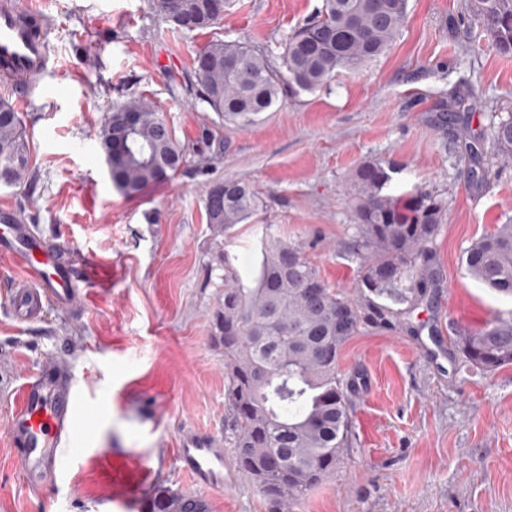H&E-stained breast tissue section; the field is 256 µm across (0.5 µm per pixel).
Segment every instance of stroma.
<instances>
[{"instance_id":"1","label":"stroma","mask_w":512,"mask_h":512,"mask_svg":"<svg viewBox=\"0 0 512 512\" xmlns=\"http://www.w3.org/2000/svg\"><path fill=\"white\" fill-rule=\"evenodd\" d=\"M53 19L56 73L20 117L30 140L27 184L0 188L46 239L90 257L76 309L18 318L10 292L25 279L0 260V512H143L138 484L184 492L176 462L183 424L224 433L230 418L224 353L210 336L224 291L213 270L205 198L211 182H249L264 208L224 233L250 260L260 224L302 245L332 288L356 295L352 174L393 164L391 193H441L432 248L441 282L432 306L364 324L340 371L363 382L351 395L352 435L334 475L293 512H512V366L482 371L450 359L453 337L512 315V297L471 279L463 253L512 223V159L482 144L471 165L459 125L440 120L452 90L475 89L470 125L512 111V55L491 49L465 0H408L393 44L363 71L282 97L246 129L219 128L199 98L196 51L215 38L278 51L322 0H231L219 25L183 34L154 0H31ZM144 96L174 127L178 172L136 198L112 185L97 142L105 116ZM67 361L91 420L80 453L57 479L30 490L9 436L15 401L41 364ZM211 512H270L227 455Z\"/></svg>"}]
</instances>
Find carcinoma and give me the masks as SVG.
I'll use <instances>...</instances> for the list:
<instances>
[{
    "mask_svg": "<svg viewBox=\"0 0 512 512\" xmlns=\"http://www.w3.org/2000/svg\"><path fill=\"white\" fill-rule=\"evenodd\" d=\"M229 0H155L175 28L194 32L220 24ZM474 23L501 54H512V0H470ZM407 18V0H322V6L281 43L273 56L247 41H209L196 52L195 79L202 100L219 126L246 128L287 93L296 97L327 86L341 72L358 73L382 55ZM476 96L453 92L442 119H461ZM136 117L131 132L123 119ZM127 141L117 152L118 137ZM102 152L112 155V184L136 196L181 166L184 149L174 128L147 99L135 97L104 118L98 132ZM512 157V112L488 118L473 135ZM30 141L18 112L0 101V175L11 187L30 175ZM394 168L380 161L361 165L352 177L355 224L349 250L358 262L357 287L385 294L396 303L422 305L440 277L432 243L445 200L432 191L384 192ZM262 202L250 184L213 183L205 199L207 224L218 238L256 216ZM241 273L239 258L215 243V268L223 271V301L211 319V336L224 348L229 370L231 423L224 442L234 448L238 470L271 505L288 512L336 471L352 426L351 384L339 371L343 348L365 323L385 324L394 311L362 303L331 288L303 254L301 245L261 225ZM469 276L512 296V224L465 251ZM466 362L485 371L512 365V317H499L455 341ZM158 512H208L201 503L162 489Z\"/></svg>",
    "mask_w": 512,
    "mask_h": 512,
    "instance_id": "cac0c4a2",
    "label": "carcinoma"
}]
</instances>
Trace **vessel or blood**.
Masks as SVG:
<instances>
[{
  "instance_id": "obj_1",
  "label": "vessel or blood",
  "mask_w": 512,
  "mask_h": 512,
  "mask_svg": "<svg viewBox=\"0 0 512 512\" xmlns=\"http://www.w3.org/2000/svg\"><path fill=\"white\" fill-rule=\"evenodd\" d=\"M50 24L49 15L28 0H0V86L15 91L20 103H28L49 71ZM0 258L10 259L30 277L11 293L15 310L26 318L40 316L49 306L76 307V282L90 272L86 263L61 261L56 247L37 236L7 203L0 205ZM79 412L65 360H48L24 384L12 414L10 439L21 457L27 487L55 480L56 459L74 433ZM226 453L222 438L187 427L176 457L192 488L208 492L224 486Z\"/></svg>"
}]
</instances>
